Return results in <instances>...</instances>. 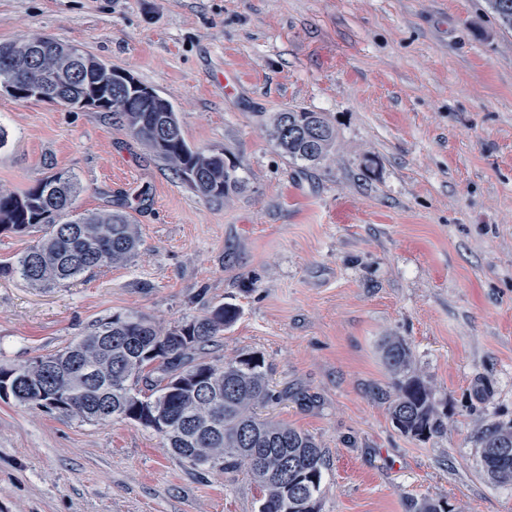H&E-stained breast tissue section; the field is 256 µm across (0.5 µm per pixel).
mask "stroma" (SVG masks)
Masks as SVG:
<instances>
[{
	"mask_svg": "<svg viewBox=\"0 0 512 512\" xmlns=\"http://www.w3.org/2000/svg\"><path fill=\"white\" fill-rule=\"evenodd\" d=\"M50 36L174 106L185 140L234 158L207 200L110 112L0 92V191L77 177L76 211L120 210L135 256L64 288L0 276V365L98 321L163 328L239 308L205 359L263 356L265 415L326 455L320 512H512L479 436L512 423V32L486 0H0V44ZM238 92L224 94L225 76ZM326 113L321 164L285 157L267 115ZM408 345L442 430L402 434L381 346ZM243 470L197 467L129 421L0 399V512H258Z\"/></svg>",
	"mask_w": 512,
	"mask_h": 512,
	"instance_id": "stroma-1",
	"label": "stroma"
}]
</instances>
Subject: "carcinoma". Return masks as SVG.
Segmentation results:
<instances>
[{
  "label": "carcinoma",
  "mask_w": 512,
  "mask_h": 512,
  "mask_svg": "<svg viewBox=\"0 0 512 512\" xmlns=\"http://www.w3.org/2000/svg\"><path fill=\"white\" fill-rule=\"evenodd\" d=\"M499 25L512 30V0H487ZM31 40L0 45V76L26 83L40 75L28 60ZM57 57L55 80L60 92L49 101L62 103L71 67L70 46L51 40ZM83 70L94 80L110 66L84 56ZM126 130L163 157L176 175L208 200L226 199L243 183L238 165L224 157L190 147L182 136L177 112L162 99L151 106L127 94L102 105ZM283 113L269 118V133L289 159L315 165L335 142L333 127L322 112L291 111V132H283ZM166 128L169 137L158 140ZM78 184L72 177L52 176L21 193L0 192V229L24 233L42 227L41 238L16 265L0 264V276L16 273L39 288L66 286L95 268L130 261L138 229L121 212H71ZM233 305L211 307L204 314L163 331L143 314L116 315L101 322L69 347L16 367L0 366V375L17 381L12 399L20 406L47 408L87 421H125L139 411L138 424L152 429L161 446L189 462L224 471L246 469L260 488L259 512H303L319 506L324 468L323 449L314 437L278 421L261 418L256 409L276 400L268 387L265 363L257 355L238 356L222 364L200 354L218 342L224 328L238 318ZM382 359L393 376L396 396L389 406L392 422L405 435L430 437L442 427L432 394L415 375L403 339L387 338ZM160 377L151 394L138 388L148 372ZM496 441L512 445V424L494 423L481 432L486 448ZM492 481L512 484V460L481 458Z\"/></svg>",
  "instance_id": "1"
}]
</instances>
